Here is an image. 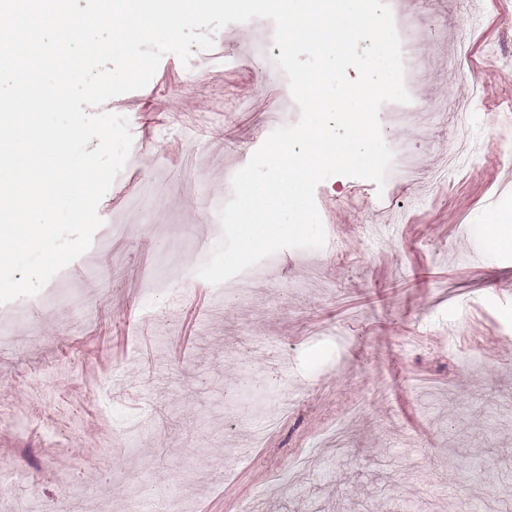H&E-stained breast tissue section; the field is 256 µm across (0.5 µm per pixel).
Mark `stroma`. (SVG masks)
Returning <instances> with one entry per match:
<instances>
[{"instance_id": "obj_1", "label": "stroma", "mask_w": 512, "mask_h": 512, "mask_svg": "<svg viewBox=\"0 0 512 512\" xmlns=\"http://www.w3.org/2000/svg\"><path fill=\"white\" fill-rule=\"evenodd\" d=\"M459 0H428L414 79L439 118L397 127L416 176L452 146L456 99L475 96L468 162L424 193L333 176L314 200L326 242L263 259L248 298L212 303L198 276L146 303L166 257L198 269L218 237L208 200L268 136L287 86L253 60L226 74L162 57L142 89L97 113L127 119L128 160L91 246L39 295L23 354L0 347V469L63 512H512V252L484 226L512 200V0H473L457 68ZM202 180L182 181L186 167ZM158 196L131 208L145 186ZM59 412L46 432L41 413ZM502 477L489 490L487 461Z\"/></svg>"}]
</instances>
